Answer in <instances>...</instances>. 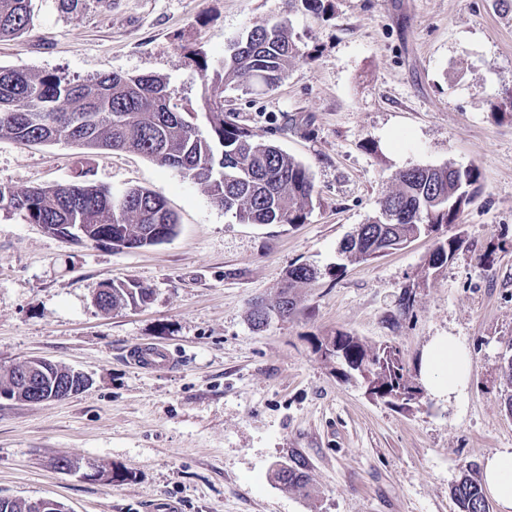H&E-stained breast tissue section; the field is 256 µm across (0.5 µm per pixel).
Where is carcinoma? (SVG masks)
<instances>
[{
    "label": "carcinoma",
    "mask_w": 512,
    "mask_h": 512,
    "mask_svg": "<svg viewBox=\"0 0 512 512\" xmlns=\"http://www.w3.org/2000/svg\"><path fill=\"white\" fill-rule=\"evenodd\" d=\"M33 0H0V41L23 35L33 19ZM300 57L298 45L278 22L254 25L231 41L220 57L202 58L201 115L205 128L189 121L169 82L159 76L105 75L76 82L46 74L33 76L21 67L0 66V138L21 144H75L89 153L115 150L137 152L183 177L205 185L212 200L240 224H302L314 203V183L308 168L273 142L230 118L224 96L213 88L237 84L254 91L269 90L280 81L290 62ZM69 185L35 187L24 192L0 187V209L17 211L29 224L74 243H112L117 248H141L167 241L175 234L176 216L155 192L128 188L120 192L85 180ZM398 188L379 202L378 214L356 235L347 236L340 253L349 262L372 259L374 246L393 237L402 246L422 235L453 224L471 202L477 174L471 168L415 166L397 175ZM460 248L456 238L435 240L429 265L438 268ZM318 271L296 265L288 271L276 305L263 302L252 313L261 327L271 313L282 316L294 308L293 288L316 280ZM97 302L105 311L138 307L151 299L150 288L134 281H112ZM349 376L362 366L373 394L391 400L406 372L398 348H370L357 337L338 333L325 343V353ZM69 382L51 371L41 378L45 394ZM306 465L300 460L274 480L288 491H307ZM462 512H489L481 484L465 474L453 488Z\"/></svg>",
    "instance_id": "cac0c4a2"
}]
</instances>
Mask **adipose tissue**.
Instances as JSON below:
<instances>
[{
	"instance_id": "obj_1",
	"label": "adipose tissue",
	"mask_w": 512,
	"mask_h": 512,
	"mask_svg": "<svg viewBox=\"0 0 512 512\" xmlns=\"http://www.w3.org/2000/svg\"><path fill=\"white\" fill-rule=\"evenodd\" d=\"M470 376L468 354L452 336L433 339L422 356L421 381L426 390L443 401L459 399ZM487 492L500 512H512V448H499L482 464Z\"/></svg>"
}]
</instances>
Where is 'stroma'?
<instances>
[{"label":"stroma","instance_id":"1","mask_svg":"<svg viewBox=\"0 0 512 512\" xmlns=\"http://www.w3.org/2000/svg\"><path fill=\"white\" fill-rule=\"evenodd\" d=\"M315 18L299 0H34L31 28L0 41V66L79 81L166 78L198 109V63L265 21L285 22L302 56L263 94L224 89L239 123L308 168L314 206L302 224H240L203 185L134 152L90 154L64 143L0 139V186L65 185L79 170L118 191L162 196L173 238L136 249L68 243L0 210V377L33 358L89 375L63 399L0 398V496L50 497L69 512H460L452 493L484 457L512 448L501 381L512 355V12L497 0H328ZM474 168L476 196L441 237L461 247L429 268L430 237L340 265V242L375 216L413 166ZM317 269L294 288L292 314L262 328L289 268ZM109 280L152 290L137 308L102 311ZM413 306L403 311L404 293ZM339 332L396 346L410 375L437 336L470 362L462 398L400 408L340 376L319 348ZM139 342L177 364L147 371ZM106 471L91 480L58 457ZM305 461L307 493L272 471ZM131 364L140 369L171 368L176 358L169 351L148 343H140L127 352Z\"/></svg>","mask_w":512,"mask_h":512}]
</instances>
